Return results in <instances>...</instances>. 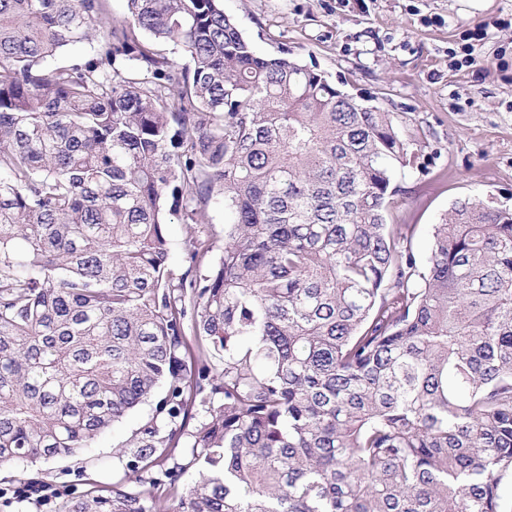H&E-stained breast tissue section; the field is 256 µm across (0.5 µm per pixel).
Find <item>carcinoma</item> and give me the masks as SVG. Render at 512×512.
<instances>
[{
    "label": "carcinoma",
    "instance_id": "1",
    "mask_svg": "<svg viewBox=\"0 0 512 512\" xmlns=\"http://www.w3.org/2000/svg\"><path fill=\"white\" fill-rule=\"evenodd\" d=\"M105 2L0 0V465L155 397L134 476L63 512H503L512 208L455 201L420 264L387 222L416 162L391 113L256 53L220 0ZM215 192L189 281L165 215L199 269ZM205 209L208 216V224L202 225L200 230L212 234L217 246L224 243V224L227 222V209L224 206L222 195H213L206 200ZM169 223V232L171 238V258L177 264L182 265V270H186L188 264L183 262V242L185 238V224L182 211L167 214Z\"/></svg>",
    "mask_w": 512,
    "mask_h": 512
}]
</instances>
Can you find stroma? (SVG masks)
<instances>
[{
	"label": "stroma",
	"mask_w": 512,
	"mask_h": 512,
	"mask_svg": "<svg viewBox=\"0 0 512 512\" xmlns=\"http://www.w3.org/2000/svg\"><path fill=\"white\" fill-rule=\"evenodd\" d=\"M262 55L293 51L339 88L391 112L417 156L397 178L389 223L417 228L425 260L430 229L459 198L512 207V0H222ZM494 27L471 39L481 23ZM476 64H467V57ZM151 411L143 404L90 448L48 462L0 468V512H59L62 501L95 484L125 479L133 451L116 447ZM35 477L58 489L39 504L18 496Z\"/></svg>",
	"instance_id": "stroma-1"
}]
</instances>
